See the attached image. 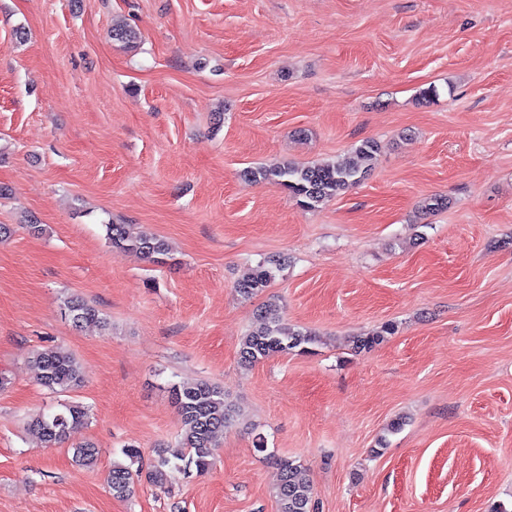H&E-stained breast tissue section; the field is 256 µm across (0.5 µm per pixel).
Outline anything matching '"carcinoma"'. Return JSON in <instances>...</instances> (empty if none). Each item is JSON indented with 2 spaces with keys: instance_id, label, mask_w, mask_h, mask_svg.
I'll return each mask as SVG.
<instances>
[{
  "instance_id": "carcinoma-1",
  "label": "carcinoma",
  "mask_w": 512,
  "mask_h": 512,
  "mask_svg": "<svg viewBox=\"0 0 512 512\" xmlns=\"http://www.w3.org/2000/svg\"><path fill=\"white\" fill-rule=\"evenodd\" d=\"M377 144L363 140L354 149V157L344 160H327L307 165L283 162L259 167L246 172V177L255 182L268 181L281 186L295 198L304 209L316 210L342 192L358 185L368 174L375 160ZM107 239L115 254L135 252L152 262L168 251L162 238L144 233L132 237L123 224L106 225ZM279 263L267 260L257 263L247 277L238 281L236 291L250 298L276 278ZM64 309L72 323L80 327L94 323L104 330L110 322L99 310L78 297L64 301ZM395 333V325L385 323L365 336L354 338V349L370 351L380 345L385 337ZM317 339L306 330L295 329L283 323L279 305L267 303L261 308L258 325L244 336L239 357L244 364H254L275 354L291 351L307 352ZM32 363L38 370L39 384L49 391L61 394L81 386L83 375L76 358L58 347L37 351ZM171 396L182 420L179 449L169 455L160 454L151 463L148 478L156 484L162 483L167 471L184 463V469L195 467L203 473L211 465L217 447V437L232 420L231 405L224 398V391L206 381L193 384L174 383ZM90 410L81 402L69 401L61 404V410L52 414H37L27 425L42 438L49 448L61 445L69 433L87 423ZM99 450L87 443L73 449L75 462L90 467L95 464ZM122 455L129 463L113 461L108 475V486L116 498L127 499L134 495L135 486L142 471L141 450L124 448ZM280 483L276 491L278 512H315L312 489L299 478L301 465L292 459L282 460Z\"/></svg>"
}]
</instances>
